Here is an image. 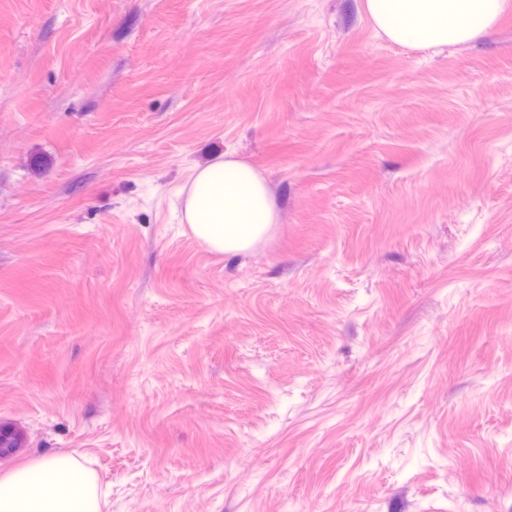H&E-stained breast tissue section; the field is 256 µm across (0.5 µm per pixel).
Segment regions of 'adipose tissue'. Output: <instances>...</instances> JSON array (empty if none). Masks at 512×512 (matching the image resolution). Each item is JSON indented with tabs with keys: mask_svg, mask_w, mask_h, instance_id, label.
I'll use <instances>...</instances> for the list:
<instances>
[{
	"mask_svg": "<svg viewBox=\"0 0 512 512\" xmlns=\"http://www.w3.org/2000/svg\"><path fill=\"white\" fill-rule=\"evenodd\" d=\"M512 0H364L376 31L409 50L480 38ZM266 178L227 153L195 165L183 215L213 249L240 252L262 243L278 222ZM101 492L87 466L69 455L37 461L0 477V512H100Z\"/></svg>",
	"mask_w": 512,
	"mask_h": 512,
	"instance_id": "obj_1",
	"label": "adipose tissue"
}]
</instances>
